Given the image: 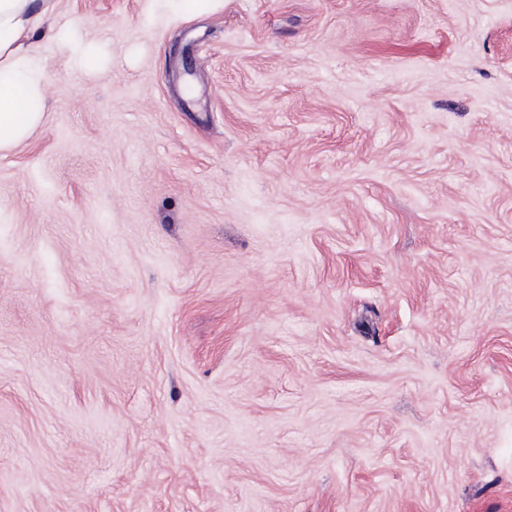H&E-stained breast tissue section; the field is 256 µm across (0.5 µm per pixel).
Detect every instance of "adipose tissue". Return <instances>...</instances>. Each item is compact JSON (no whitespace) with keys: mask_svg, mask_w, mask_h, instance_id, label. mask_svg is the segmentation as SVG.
<instances>
[{"mask_svg":"<svg viewBox=\"0 0 512 512\" xmlns=\"http://www.w3.org/2000/svg\"><path fill=\"white\" fill-rule=\"evenodd\" d=\"M39 23L29 0H0V152L26 139L44 112L45 75L25 47Z\"/></svg>","mask_w":512,"mask_h":512,"instance_id":"1","label":"adipose tissue"}]
</instances>
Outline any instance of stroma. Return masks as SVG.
<instances>
[{"instance_id": "obj_1", "label": "stroma", "mask_w": 512, "mask_h": 512, "mask_svg": "<svg viewBox=\"0 0 512 512\" xmlns=\"http://www.w3.org/2000/svg\"><path fill=\"white\" fill-rule=\"evenodd\" d=\"M33 8L0 512H512V0Z\"/></svg>"}]
</instances>
